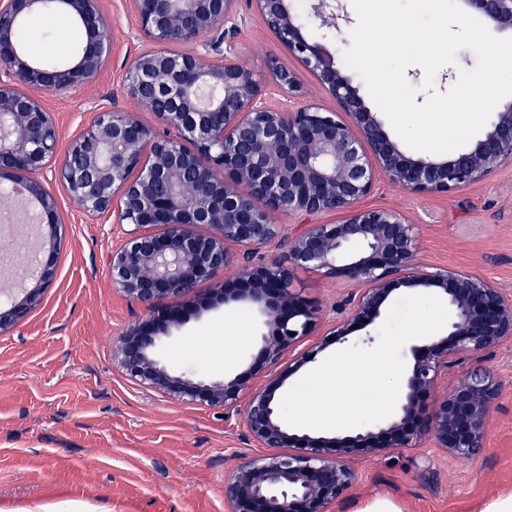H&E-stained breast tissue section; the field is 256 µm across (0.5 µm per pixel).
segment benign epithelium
Instances as JSON below:
<instances>
[{
	"label": "benign epithelium",
	"instance_id": "benign-epithelium-1",
	"mask_svg": "<svg viewBox=\"0 0 512 512\" xmlns=\"http://www.w3.org/2000/svg\"><path fill=\"white\" fill-rule=\"evenodd\" d=\"M138 36L148 42L129 62L124 93L152 112L166 130L143 124L125 109L99 112L62 145L42 93L92 83L105 67L102 0H0V179L11 182L10 205L22 203L47 230L49 249L21 297L0 303V333L16 327L39 302L55 267L63 220L41 172L52 168L69 197L88 215L128 226L112 250L113 285L152 306L157 317L128 330L115 363L134 382L185 403L240 412L244 438L266 452L237 465L224 483L228 512H330L355 480L357 453L412 448L423 439L459 459L474 460L486 441L501 381L484 365L468 370L431 401L438 377L462 354L489 353L512 340V298L488 279L418 263V228L395 208L360 202L383 175L413 193H452L482 183L512 165V102L471 146L443 159L413 158L392 140L333 53L310 37L288 0H252L269 29L336 100V109L297 104L294 74L273 62V101L263 83L226 42L224 24L238 0H129ZM461 8L501 33L512 34V0H459ZM340 0H313L318 28L343 38ZM53 13L83 35L77 55L47 66L23 48L22 30L35 14ZM170 44L185 49L172 52ZM264 202L260 209L255 201ZM282 216L340 213L332 224H307L286 238ZM286 246L267 263L262 250ZM239 247L234 251L231 246ZM236 269L224 304L256 313L272 336L260 354L269 381L250 389L238 377L194 380L155 358L168 326L181 322L185 298L199 282ZM296 268L313 269L361 287L340 310L331 335L344 343L370 325L390 294L419 288L449 312L446 333L414 349L413 363L391 416L353 435L289 431L277 391L313 359L308 351L281 368L284 357L315 326L314 312L291 289Z\"/></svg>",
	"mask_w": 512,
	"mask_h": 512
}]
</instances>
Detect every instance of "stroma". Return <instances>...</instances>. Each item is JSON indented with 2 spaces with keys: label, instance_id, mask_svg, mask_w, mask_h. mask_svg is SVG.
Listing matches in <instances>:
<instances>
[{
  "label": "stroma",
  "instance_id": "1",
  "mask_svg": "<svg viewBox=\"0 0 512 512\" xmlns=\"http://www.w3.org/2000/svg\"><path fill=\"white\" fill-rule=\"evenodd\" d=\"M112 44L109 62L88 86L44 94L62 141L112 105L156 125L152 112L123 92L127 61L144 45L128 0H103ZM226 38L244 66L267 77L271 61L287 66L299 102L335 106L312 72L289 55L252 0H238ZM52 188L63 217L62 242L49 288L13 331L0 335V512H227L224 482L257 451L244 440L240 416L169 399L131 381L113 354L126 330L149 319L150 309L112 284L107 257L124 241L123 229L84 213L60 182ZM366 207L395 208L418 228L419 258L483 276L512 297V167L483 183L449 194H417L378 178ZM233 271L198 284L183 324L170 327L158 350L172 369L203 380L231 374L247 386L264 384L253 369L259 326L248 313L225 307L221 291ZM294 293L316 312V326L300 346L326 341L325 355L342 346L327 341L354 288L313 270L292 273ZM235 319L247 339L225 349L224 322ZM483 362L502 390L487 423L486 452L475 462L417 448L357 455V479L332 512H360L377 498L400 512H481L512 492V341Z\"/></svg>",
  "mask_w": 512,
  "mask_h": 512
}]
</instances>
